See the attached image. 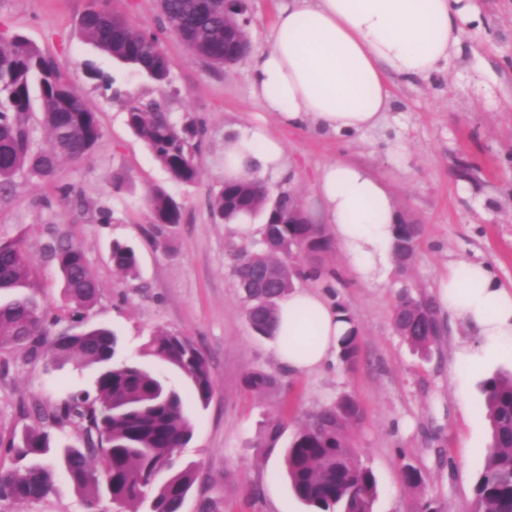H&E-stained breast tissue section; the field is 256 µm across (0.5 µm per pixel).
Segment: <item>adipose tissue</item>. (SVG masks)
<instances>
[{"label":"adipose tissue","instance_id":"adipose-tissue-1","mask_svg":"<svg viewBox=\"0 0 512 512\" xmlns=\"http://www.w3.org/2000/svg\"><path fill=\"white\" fill-rule=\"evenodd\" d=\"M479 21L463 0H282L274 42L252 58L251 94L280 124L356 135L378 127L391 109L390 77L414 80L442 72L462 50L464 18ZM287 172L283 143L260 127L224 140V178H278ZM324 220L358 280L381 279L399 220L388 185L367 168L339 159L321 173ZM454 317L477 334L461 348L455 370L479 367L491 352L512 354V285L482 262L461 261L439 283ZM347 325L321 292L293 287L279 300L274 355L293 374L336 358Z\"/></svg>","mask_w":512,"mask_h":512}]
</instances>
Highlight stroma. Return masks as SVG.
<instances>
[{
    "instance_id": "35a3bbf8",
    "label": "stroma",
    "mask_w": 512,
    "mask_h": 512,
    "mask_svg": "<svg viewBox=\"0 0 512 512\" xmlns=\"http://www.w3.org/2000/svg\"><path fill=\"white\" fill-rule=\"evenodd\" d=\"M279 2L248 0L253 51L271 47ZM473 4L482 20L464 22V48L448 71L414 82L391 78L394 105L384 121L342 137L281 126L251 96L250 59L226 69L207 65L164 27L158 0H0V34H23L51 57L96 112L103 132L90 156L62 162L54 177L26 172L16 177L10 194L0 196V237L19 239L30 254L31 292L60 327L69 320L47 246L64 235L81 247L96 276L91 320L119 336L124 356L181 390L182 377L145 355L144 343L159 331L180 333L205 354L215 386L208 406L184 401L194 435L179 459L195 462L198 477L183 512H198L204 500L211 512H308L283 476V452L309 414L344 393L362 409L349 441L376 476L373 512H409L420 494L438 500L443 512H468L491 442L483 384L494 374L512 373V356H488L477 372L459 380L455 353L473 341V331L439 313L441 336L424 356L396 333L393 307L404 288L414 297L436 300L440 277L460 261L489 262L502 283H512V0ZM101 5L158 35L172 63L175 93L81 37V15ZM92 67L114 79V89L164 98L170 112L202 125L198 183L186 186L170 177L127 128L114 89L89 77ZM252 125L282 141L291 175L280 185L295 194L311 223L322 221V168L345 159L385 179L400 209L422 226L414 263L404 271L391 266L385 278L371 284L347 275L341 246L321 257L328 276L318 280V288L348 310L359 331L354 368L337 363L288 373L277 363L271 339L258 336L247 321L231 267L236 249L250 239L215 220L209 197L224 181L226 135ZM464 163L473 167L467 179L458 175ZM118 175L124 179L119 191L113 187ZM65 186L70 196L62 195ZM158 188L183 212L181 223L159 231L147 206ZM116 239L136 248L138 277L113 268L109 254ZM255 370L274 376L276 386L262 393L247 390L244 376ZM93 383V369L76 359L31 362L14 352L8 373L0 376V435L33 424L21 406L49 405L92 389ZM277 416L284 427L276 447H259L267 423ZM408 464L421 469V490L403 483ZM0 512L88 508L60 471L46 498L2 501Z\"/></svg>"
}]
</instances>
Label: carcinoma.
<instances>
[{
	"instance_id": "obj_1",
	"label": "carcinoma",
	"mask_w": 512,
	"mask_h": 512,
	"mask_svg": "<svg viewBox=\"0 0 512 512\" xmlns=\"http://www.w3.org/2000/svg\"><path fill=\"white\" fill-rule=\"evenodd\" d=\"M165 26L190 52L216 67L236 62L249 50L245 33L224 27V0H160ZM82 36L113 59L156 83H171L169 58L155 37L107 8H91L79 20ZM42 106L47 144L35 150L28 126L32 99ZM126 124L142 140L155 160L178 182L196 183L201 176L196 162L204 131L196 121L180 123L158 102L140 96L125 97ZM102 136L97 114L53 59L20 34L0 37V192L27 170L40 177L55 174L63 158L87 157ZM292 195L281 190L271 197L267 183L258 178L226 182L212 194V215L225 224L262 216L259 229L263 251L243 248L236 254L232 275L242 289L247 318L259 335L271 337L277 301L301 276L318 280L314 265L333 248L332 240L317 224H290ZM152 224H179L182 210L164 190L148 199ZM393 256L400 267L411 265L421 235L419 224L393 226ZM48 250L59 267L72 321L82 324L96 301V277L83 251L65 238ZM309 260L306 267L296 258ZM112 265L135 277L139 258L133 247L114 241ZM32 261L15 239L0 238V374L8 372L10 355L20 349L36 361L47 354L57 359L75 356L82 367L96 370L93 391L70 395L34 410L36 423L0 447L13 466H0V500L40 501L54 485L55 468L47 457L55 455L76 490L93 512L104 500L119 512H182L197 480L193 463L177 457L193 437V425L184 412L181 394L142 363L120 356L118 337L109 329L87 326L82 333L63 332L50 337L46 316L34 296L20 292L29 286ZM349 329L339 340V358L348 367L360 354L358 329L339 304ZM396 333L411 346L427 353L439 337L434 306L408 290L395 299ZM189 384L203 407L214 391V378L204 354L187 336L160 333L144 348ZM245 386L263 392L275 379L249 371ZM485 408L491 423V443L479 469L471 512H512V375H496L484 383ZM361 408L349 394L313 413L293 442L284 449V475L294 495L311 512H372L377 479L349 443V432L359 422ZM67 425L82 435V445L61 446L52 430ZM403 482L420 488V468L406 465Z\"/></svg>"
}]
</instances>
